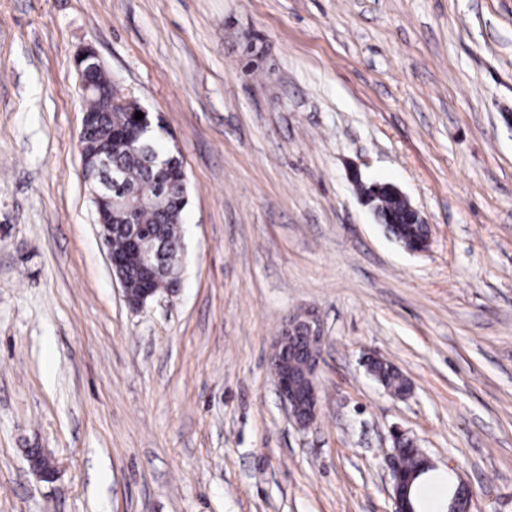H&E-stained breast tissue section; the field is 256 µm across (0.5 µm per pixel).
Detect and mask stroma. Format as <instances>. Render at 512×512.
Segmentation results:
<instances>
[{"label":"stroma","instance_id":"stroma-1","mask_svg":"<svg viewBox=\"0 0 512 512\" xmlns=\"http://www.w3.org/2000/svg\"><path fill=\"white\" fill-rule=\"evenodd\" d=\"M85 45L187 174L181 287L137 312L81 178ZM302 309L305 430L269 365ZM396 427L512 512V0H0V512H392ZM386 182H372L357 184L360 193H374L373 204L378 210L384 224L392 225L398 236L404 240L413 241L426 234L427 224L420 212L413 206L411 209L421 223L413 221V213L409 211L404 199L396 196L389 190ZM298 333L306 334L303 336L304 343L296 341L297 336L294 335ZM324 343L320 321L312 310L290 315L273 341L270 362L274 384L289 418L302 429L310 427L319 413L320 391L317 378ZM281 351L301 361L300 367L306 379L303 386L296 383L293 372L280 366ZM372 368L375 371V373L378 375L379 381H381L384 385H386L389 388H392L396 392H398L400 390L402 378L398 373L395 372V368H394L393 364H391L388 361L380 359L374 364V366ZM410 389H411L410 384H408L405 387L404 392H401V393L393 392L395 395L403 396V397H398V396H394V395H392V396L395 398H406L407 396L410 395V394H408L410 392Z\"/></svg>","mask_w":512,"mask_h":512}]
</instances>
